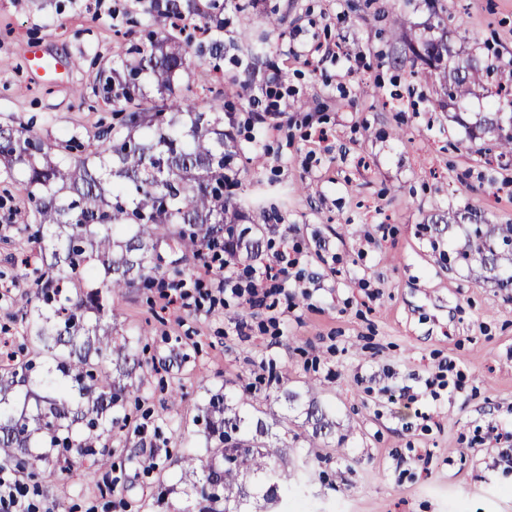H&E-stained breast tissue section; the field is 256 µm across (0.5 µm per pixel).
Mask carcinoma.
<instances>
[{
	"mask_svg": "<svg viewBox=\"0 0 512 512\" xmlns=\"http://www.w3.org/2000/svg\"><path fill=\"white\" fill-rule=\"evenodd\" d=\"M200 0H154L153 11L164 27L176 29L178 19L189 13L200 18L207 30L208 53L221 57L223 42L217 33L224 29L220 13L204 9ZM414 60L443 74L444 95L454 101L498 74V57L478 66L473 57H457L460 76L446 81L445 62L454 56L444 37L408 39L404 29L396 32ZM203 42L170 33L151 42L133 60L123 59L112 72L100 75L99 95L122 102L125 117L120 125L102 132L90 147L71 138L61 145L84 157L75 165L51 159V147L41 139L11 129H0V176L24 172V189L33 206L38 228L31 239L40 252L51 251V262L36 279L34 296H23L20 308L27 327L36 336L53 337L48 348L55 368L39 379L54 397L48 407L29 417L15 414L0 404V460L27 468L30 441L37 434L52 446H63L69 455L89 456L102 433L112 430V412L136 390L133 370L112 377L104 364L106 353L116 361L133 366L140 361L125 345L110 347L109 340L84 322V313L101 314L108 298L117 299L130 288H148L160 275L161 243L174 239L186 253L203 249L229 237L224 246L233 247V229L224 220L233 208L224 186L232 181L229 172L236 153L226 149L224 118L210 117L204 101L177 97L173 81L189 69L202 52ZM145 76L156 83L159 99L150 108L141 107L142 93L136 80ZM471 137L490 138L501 149L499 156L512 154V134H504L481 118L471 127ZM457 256L487 280L512 269V224L471 229L468 244ZM33 361L18 355L0 356V391L28 382ZM210 413L220 415L209 431L219 444L209 449L206 459L182 456L185 473L195 477L198 512H241L240 476L262 475L265 499L283 503L288 512V494L293 476L288 471V452L270 450L259 441L264 426L256 422L250 434L245 418L228 412L225 399L216 397ZM307 421L317 437L330 427L316 401L307 408Z\"/></svg>",
	"mask_w": 512,
	"mask_h": 512,
	"instance_id": "carcinoma-1",
	"label": "carcinoma"
}]
</instances>
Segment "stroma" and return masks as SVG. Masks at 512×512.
Masks as SVG:
<instances>
[{"mask_svg": "<svg viewBox=\"0 0 512 512\" xmlns=\"http://www.w3.org/2000/svg\"><path fill=\"white\" fill-rule=\"evenodd\" d=\"M356 2L225 6L224 81L207 107L235 137L231 199L262 245L224 272L283 249L300 263L254 306L207 297L179 246L161 245L183 262L188 302L166 309L160 289L134 288L105 312L101 332L144 362L140 391L102 435L108 463L95 475L49 453L36 512H186L193 489L175 458L206 457L202 410L217 392L268 424L267 446L323 454L290 512H512V285L448 260L473 216L512 224V155L485 161L480 141L433 107L439 77L390 38L397 20L424 34L425 0ZM150 3L0 0V126L53 146L118 123L94 93L98 73L125 58ZM441 3L455 51L498 54L512 71V0ZM36 49L55 73L28 67ZM34 229L26 193L0 180V337L40 362L18 314L35 288L20 263ZM173 387L182 399L169 400ZM251 389L260 409L242 403ZM312 399L330 434L306 424Z\"/></svg>", "mask_w": 512, "mask_h": 512, "instance_id": "1", "label": "stroma"}]
</instances>
